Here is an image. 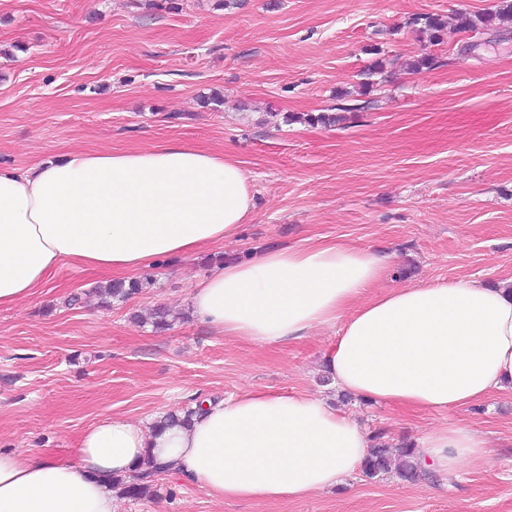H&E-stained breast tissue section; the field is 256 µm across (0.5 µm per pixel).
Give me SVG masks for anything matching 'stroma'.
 Instances as JSON below:
<instances>
[{
    "instance_id": "stroma-1",
    "label": "stroma",
    "mask_w": 512,
    "mask_h": 512,
    "mask_svg": "<svg viewBox=\"0 0 512 512\" xmlns=\"http://www.w3.org/2000/svg\"><path fill=\"white\" fill-rule=\"evenodd\" d=\"M499 0H0V165L25 169L73 150L178 140L240 162L255 207L238 238L137 271L151 284L105 308V274L65 261L35 296L0 308V449L74 457L102 418L134 422L251 389L307 391L390 444L472 429L490 451L448 476L363 472L304 499L220 500L156 476L115 512H512V393L411 412L339 393L321 368L335 327L288 345L214 333L185 306L221 256L344 242L388 256L380 288L512 277V22L458 30ZM447 16L436 53L412 19ZM387 60L366 77L372 48ZM372 79L369 94L359 92ZM365 109L332 127L286 122ZM75 305H68V298ZM168 312L169 329L147 317Z\"/></svg>"
}]
</instances>
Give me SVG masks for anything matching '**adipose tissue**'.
<instances>
[{"label": "adipose tissue", "instance_id": "ef3b65f1", "mask_svg": "<svg viewBox=\"0 0 512 512\" xmlns=\"http://www.w3.org/2000/svg\"><path fill=\"white\" fill-rule=\"evenodd\" d=\"M253 210L239 162L176 140L0 165V307L34 296L62 261L134 272L234 237ZM382 270L379 254L341 242L273 248L226 261L186 302L197 322L259 345L336 326L324 371L355 396L441 411L512 391V279L381 292ZM369 448L325 398L252 389L204 401L185 427L104 418L71 461L0 450V512H112V476L147 458L223 500L301 499L355 472ZM488 456L459 426L417 450L421 467L445 473Z\"/></svg>", "mask_w": 512, "mask_h": 512}]
</instances>
